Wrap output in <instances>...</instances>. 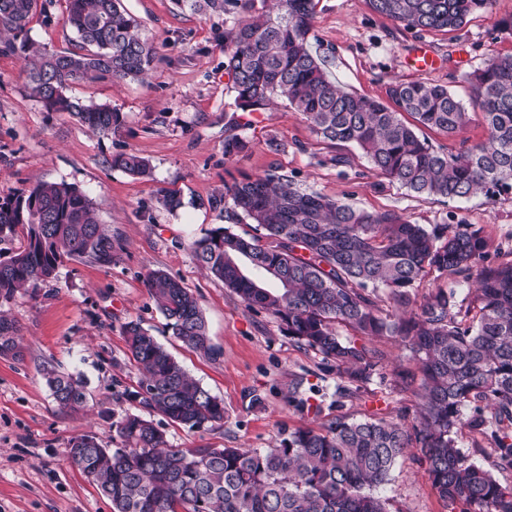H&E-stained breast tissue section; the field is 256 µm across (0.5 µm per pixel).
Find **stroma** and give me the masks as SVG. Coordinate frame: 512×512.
Returning <instances> with one entry per match:
<instances>
[{"label":"stroma","mask_w":512,"mask_h":512,"mask_svg":"<svg viewBox=\"0 0 512 512\" xmlns=\"http://www.w3.org/2000/svg\"><path fill=\"white\" fill-rule=\"evenodd\" d=\"M316 2L313 52L344 88L382 102L398 79L445 85L468 100L464 74L488 57L512 53V33L501 28L512 19V0H494L449 35L407 29L375 13L368 0ZM122 5L155 47L151 71L141 80L106 78L69 89L70 96L120 112L118 134H96L68 113L46 111L30 95L22 56H0V197L39 181L75 185L123 245L112 266L67 259L55 279L0 302L22 336L21 358L0 357V512H112L111 502L65 455L70 437L86 432L111 446L113 422L145 412L133 397L140 374L122 333L129 321L150 329L193 379L224 401L222 428L197 431L163 422L176 448L266 450L279 447L295 428L318 427L330 414L395 422L402 409L414 406V396L393 392L389 379L378 374L357 395L340 394L321 355L198 266L190 241L219 226L247 231V224L208 205L212 195L243 176L279 167L293 173L301 188L369 211L394 210L426 227L471 224L493 244L512 248V191L434 202L390 183L355 147L344 149L351 165L323 164L324 144L283 100L248 114L240 133L252 148L225 160L226 124L237 108L218 37L223 17L179 10L173 0ZM50 13L47 21L34 16L30 39L55 52L73 48L66 0H53ZM421 45L433 56L432 67L415 66L412 57ZM272 138L277 148L269 147ZM131 150L150 161L151 177L134 178L112 167L113 155ZM162 188L180 192L177 213L158 204ZM152 269L180 278L198 297L220 358L198 356L167 330L144 285ZM47 366L82 379L89 394L85 410L57 409L42 373ZM299 384L310 390L301 410L288 402ZM378 493L388 499L390 512H448L424 464L410 452L398 459Z\"/></svg>","instance_id":"obj_1"}]
</instances>
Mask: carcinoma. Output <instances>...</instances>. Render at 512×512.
<instances>
[{
    "label": "carcinoma",
    "instance_id": "1",
    "mask_svg": "<svg viewBox=\"0 0 512 512\" xmlns=\"http://www.w3.org/2000/svg\"><path fill=\"white\" fill-rule=\"evenodd\" d=\"M374 12L408 29L452 33L493 0H368ZM195 13L232 18L220 37L236 108L256 112L280 97L301 113L333 152L355 145L389 181L436 201L494 196L512 190V54L492 57L467 80L470 105L444 85L396 82L386 105L343 90L309 35L314 0H175ZM52 0H0V55L23 52L27 86L48 112H67L96 134L116 135L123 119L105 104L67 95L75 82L138 79L155 60L153 45L121 0H68L80 50L50 53L25 38L35 14L50 20ZM478 116L485 141L452 153L421 131L453 138ZM224 137V159L247 153L250 141ZM112 166L149 177V160L133 151ZM170 213L183 206L172 189L159 191ZM254 225L240 235L224 227L188 244L193 258L251 309H260L301 345L331 360L340 380L366 381L383 368L382 353L342 341L336 325L360 336H392L409 348L417 371L398 365L393 389L419 400L406 424L338 414L319 428H298L277 448H174L151 420L127 414L112 424L118 442L102 446L89 432L68 440L66 458L112 503V512H388L377 489L410 449L426 465L439 497L458 512H512V486L495 472L512 470V251L496 250L470 224L426 228L395 211L369 212L314 190L274 169L211 196L208 205ZM22 229L24 244L0 252V299L55 278L65 259L110 266L121 240L100 223L88 196L67 184L40 182L0 203V241ZM468 285L455 307V289L439 288L415 304L430 274ZM166 327L208 359L211 343L198 299L163 270L144 277ZM389 304L385 309L382 304ZM128 351L141 370L134 397L191 430L224 426V402L194 381L140 323L124 324ZM16 323L0 316V357L18 359ZM61 412L87 404L81 382L46 372ZM492 441V462L481 465L457 447L463 431Z\"/></svg>",
    "mask_w": 512,
    "mask_h": 512
}]
</instances>
